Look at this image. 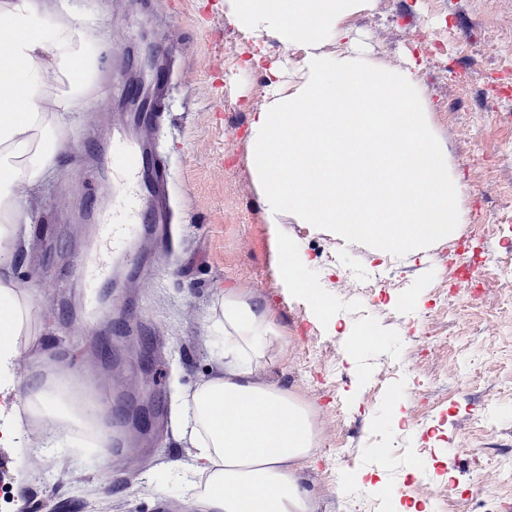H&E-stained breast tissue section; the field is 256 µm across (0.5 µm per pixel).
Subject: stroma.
<instances>
[{"label":"stroma","mask_w":512,"mask_h":512,"mask_svg":"<svg viewBox=\"0 0 512 512\" xmlns=\"http://www.w3.org/2000/svg\"><path fill=\"white\" fill-rule=\"evenodd\" d=\"M99 25L90 36L104 82L67 116L54 172L23 192L28 256L12 267L35 294L40 363L108 379L100 352L101 294L86 272L85 253L106 232L85 225L82 211L120 213L112 195L86 196V159L112 138L125 116L119 97L132 62L144 55L143 34L161 50L170 86L156 160L171 176L177 244L123 300L124 319L149 351L150 367L128 364L121 377L151 403L150 431L128 433L135 446L102 457L77 447L42 456V478L23 494L0 498V512H181L177 470L189 462L173 415L183 389L209 377L215 348L207 319L219 291L262 306L279 341L255 379L287 389L310 414L328 402L344 410L340 434H320L298 473L313 512H423L418 480L452 486L445 512H471L483 498L512 501V484L479 479L475 458L512 457V303L502 299L512 254V0H362L346 24L354 47L329 53L396 70L417 65L422 120L442 153L448 180L460 183L457 220L428 245L383 251L326 224L302 223L295 210L270 214L253 163L254 110L266 98L264 71L244 67L253 39L227 14L224 0H75ZM434 30L441 65L418 41L416 23ZM477 224L497 234L479 238ZM310 260L305 289L283 272V246ZM471 267L497 304L470 300L448 280L449 265ZM371 278L375 292L342 290L337 275ZM447 283L453 314H433L437 287ZM371 331L362 346L355 338ZM429 339L435 352L411 365L407 350ZM396 374L378 394L382 366ZM388 445L389 457L373 450ZM162 490L155 499L146 485Z\"/></svg>","instance_id":"stroma-1"}]
</instances>
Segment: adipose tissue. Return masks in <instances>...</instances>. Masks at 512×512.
I'll return each instance as SVG.
<instances>
[{"instance_id": "1", "label": "adipose tissue", "mask_w": 512, "mask_h": 512, "mask_svg": "<svg viewBox=\"0 0 512 512\" xmlns=\"http://www.w3.org/2000/svg\"><path fill=\"white\" fill-rule=\"evenodd\" d=\"M237 25L303 51L300 80L267 69L268 96L251 125L254 167L270 213L292 206L309 224L392 250L448 232L456 186L418 117L410 70L379 71L323 51L348 38L359 0H225ZM69 14L51 26V10ZM89 19L71 0H0V448L19 460L72 437L110 452L108 414L80 396L63 370L40 375L28 349L33 294L12 274L23 222L22 190L54 169L62 119L96 77L85 40ZM55 46L46 72L40 56ZM315 111H305V104ZM209 337L216 375L179 395L182 437L192 450L183 478L187 512H310L297 463L314 447L307 411L255 370L277 342L268 317L233 291L216 297Z\"/></svg>"}]
</instances>
